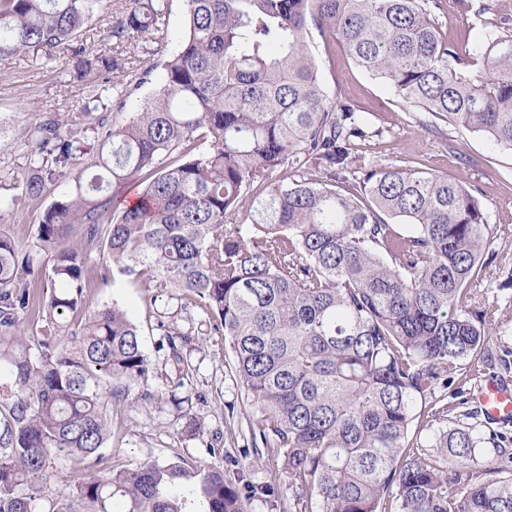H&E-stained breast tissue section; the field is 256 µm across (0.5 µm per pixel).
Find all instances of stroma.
<instances>
[{
	"mask_svg": "<svg viewBox=\"0 0 512 512\" xmlns=\"http://www.w3.org/2000/svg\"><path fill=\"white\" fill-rule=\"evenodd\" d=\"M439 21L449 39L462 43L468 26L505 22L512 25V0H444ZM308 41L318 59L321 82L329 95L351 98L365 112L374 137L361 146L368 163H422L424 170L447 175L478 190L489 223L512 233V151L491 146L481 135L466 133L452 123L435 120L429 113L406 107L389 85L360 70L340 44L317 28H309ZM81 84L62 85L53 70L29 56H18L0 68V196L9 197V185L22 179L27 149L13 135L50 104L77 100ZM39 205L0 207V228L25 246H34ZM512 272V236L499 240L488 276L478 286L480 300L499 303L491 325V348L512 350V287L499 290ZM176 288L154 282L140 287L124 280L104 284L92 281L83 312L90 315L103 306L117 304L138 326L152 364L162 366L157 346L163 327L195 331L191 360L198 372L191 384L172 389L166 377L149 378L147 386H133L128 397L108 407L109 434L98 461L65 457L57 461L44 484L47 496L65 499L90 475L132 468L143 463H175L189 472L223 469L226 478L262 486L250 497L248 512H285L292 491L281 459L247 453L257 417L244 389L232 374L230 350L221 336L200 334V310L182 307ZM152 399H142V391ZM188 397L203 433L190 430L172 396ZM219 454H211L210 445Z\"/></svg>",
	"mask_w": 512,
	"mask_h": 512,
	"instance_id": "35a3bbf8",
	"label": "stroma"
}]
</instances>
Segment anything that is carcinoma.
Listing matches in <instances>:
<instances>
[{"label": "carcinoma", "mask_w": 512, "mask_h": 512, "mask_svg": "<svg viewBox=\"0 0 512 512\" xmlns=\"http://www.w3.org/2000/svg\"><path fill=\"white\" fill-rule=\"evenodd\" d=\"M184 2L175 37L165 0H128L107 54L82 39L104 0H0V63L66 54L59 81L84 82L69 111L19 131L20 197L64 188L38 218L50 274L0 231V512H184L186 471L173 464L43 495L60 457L99 456L109 402L153 373L123 309L79 319L90 280L117 273L169 283L224 334L258 414L252 452L282 458L289 512H512V448L476 411L444 427L455 406L434 397L472 381L462 361L490 356L496 309L475 285L503 230L460 181L359 164L372 132L323 89L306 32L337 39L408 107L509 150L512 33L485 27L460 47L439 29L443 0ZM140 53L163 58L165 75L138 99L154 70ZM100 242L110 266L90 263ZM35 273L49 289L39 300L24 279ZM22 314L53 333L31 344ZM192 341L166 329L158 346L178 388L195 371ZM414 426L430 429L427 444L409 442ZM198 489L209 512H247L222 470L200 473Z\"/></svg>", "instance_id": "1"}]
</instances>
